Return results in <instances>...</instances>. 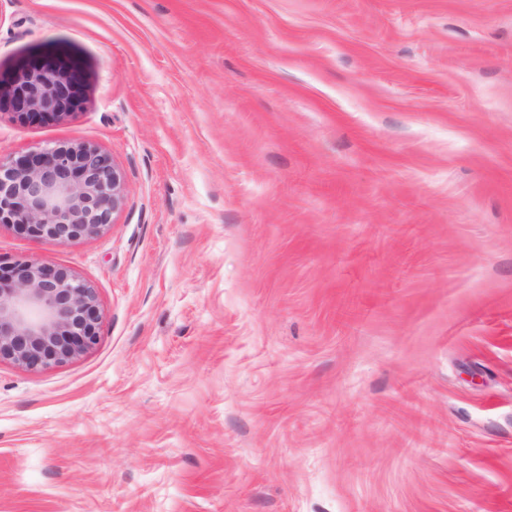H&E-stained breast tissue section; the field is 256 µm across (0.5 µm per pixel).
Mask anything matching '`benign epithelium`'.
I'll return each mask as SVG.
<instances>
[{"mask_svg": "<svg viewBox=\"0 0 512 512\" xmlns=\"http://www.w3.org/2000/svg\"><path fill=\"white\" fill-rule=\"evenodd\" d=\"M1 98L24 122L65 117L80 107L68 69L50 64L20 66ZM124 199L120 170L91 144L0 158V223L36 240L66 245L97 234ZM98 338L96 294L85 281L49 263L0 265V361L28 370L60 365Z\"/></svg>", "mask_w": 512, "mask_h": 512, "instance_id": "7a95c632", "label": "benign epithelium"}]
</instances>
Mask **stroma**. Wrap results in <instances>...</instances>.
Listing matches in <instances>:
<instances>
[{
  "label": "stroma",
  "instance_id": "35a3bbf8",
  "mask_svg": "<svg viewBox=\"0 0 512 512\" xmlns=\"http://www.w3.org/2000/svg\"><path fill=\"white\" fill-rule=\"evenodd\" d=\"M0 156L90 143L106 229L0 224L96 345L0 362V512H512V0H0ZM1 98L24 122L65 117L78 112L81 104L68 69L50 64L20 66L7 89L1 90L0 84Z\"/></svg>",
  "mask_w": 512,
  "mask_h": 512
}]
</instances>
